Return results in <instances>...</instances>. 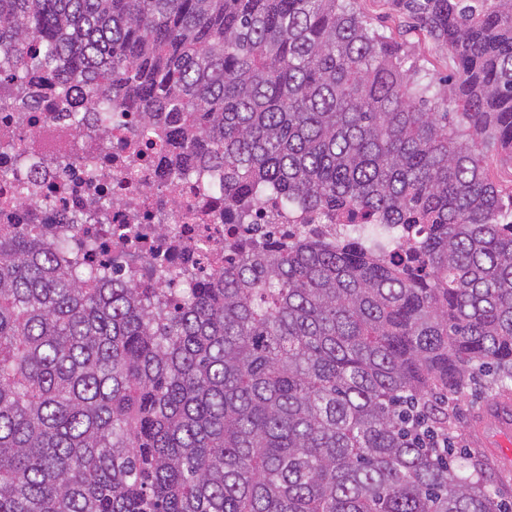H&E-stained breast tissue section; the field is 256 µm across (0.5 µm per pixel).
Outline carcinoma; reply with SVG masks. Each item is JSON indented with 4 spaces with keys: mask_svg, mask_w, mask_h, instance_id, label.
<instances>
[{
    "mask_svg": "<svg viewBox=\"0 0 512 512\" xmlns=\"http://www.w3.org/2000/svg\"><path fill=\"white\" fill-rule=\"evenodd\" d=\"M400 2L448 92L352 0H0V75L60 62L223 170L229 223L296 228L172 306L0 224V512H503L448 455L471 383L512 400V0Z\"/></svg>",
    "mask_w": 512,
    "mask_h": 512,
    "instance_id": "carcinoma-1",
    "label": "carcinoma"
}]
</instances>
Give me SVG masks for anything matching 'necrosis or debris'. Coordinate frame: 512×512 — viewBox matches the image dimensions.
Listing matches in <instances>:
<instances>
[{"mask_svg": "<svg viewBox=\"0 0 512 512\" xmlns=\"http://www.w3.org/2000/svg\"><path fill=\"white\" fill-rule=\"evenodd\" d=\"M52 78L22 82L24 104H0V133L14 137L30 156L19 167L0 154V224H53L85 245L84 262L111 260L140 288H177L184 280L206 279L224 267L223 175L192 172L170 181L160 134L134 139L124 113L112 115L102 133L91 130L84 89L53 98ZM82 122H75V111ZM96 179L85 176L88 162ZM25 183V204L14 197Z\"/></svg>", "mask_w": 512, "mask_h": 512, "instance_id": "1", "label": "necrosis or debris"}]
</instances>
